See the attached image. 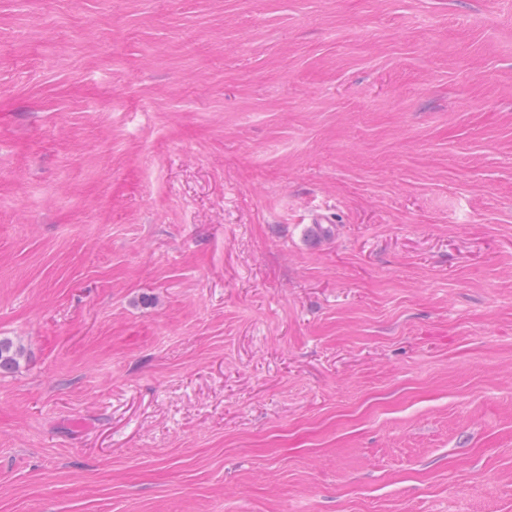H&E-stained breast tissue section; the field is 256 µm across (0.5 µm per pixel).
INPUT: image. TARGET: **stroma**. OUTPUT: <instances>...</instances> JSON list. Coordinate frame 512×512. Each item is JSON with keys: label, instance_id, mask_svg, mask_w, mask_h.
Segmentation results:
<instances>
[{"label": "stroma", "instance_id": "1", "mask_svg": "<svg viewBox=\"0 0 512 512\" xmlns=\"http://www.w3.org/2000/svg\"><path fill=\"white\" fill-rule=\"evenodd\" d=\"M0 338V512H512V0H0Z\"/></svg>", "mask_w": 512, "mask_h": 512}]
</instances>
